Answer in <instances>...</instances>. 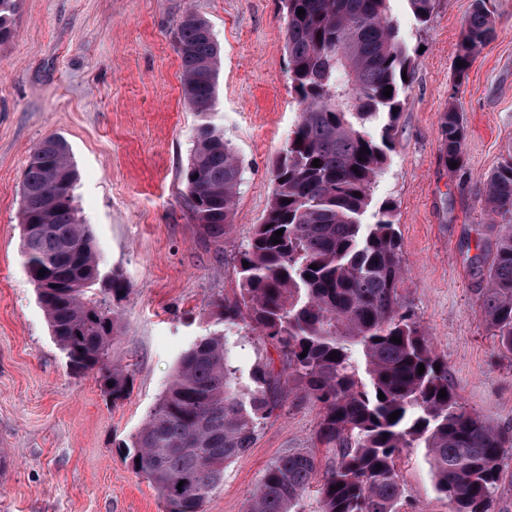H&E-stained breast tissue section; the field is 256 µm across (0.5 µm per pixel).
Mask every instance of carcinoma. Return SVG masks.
Segmentation results:
<instances>
[{"instance_id":"obj_1","label":"carcinoma","mask_w":512,"mask_h":512,"mask_svg":"<svg viewBox=\"0 0 512 512\" xmlns=\"http://www.w3.org/2000/svg\"><path fill=\"white\" fill-rule=\"evenodd\" d=\"M388 2L281 0L300 117L274 166L269 209L238 253L239 295L214 302L222 328L181 354L168 388L128 445L133 472L157 491L166 512H205L224 468L280 408L283 373L274 360L262 359L246 373L236 364L240 338L252 335L274 345L283 370L320 406L316 442L331 464L321 474L305 448L280 455L264 469L246 512H303L312 490L320 512H398L397 460L415 444L426 448L435 490L451 512H490L512 433L464 406L448 382L447 363L402 299L392 207L364 221L392 149L393 111H401L408 87L402 73L416 63ZM17 9L18 0H0V42L12 37ZM495 36L493 0H473L456 55L464 63L454 68L457 82ZM176 50L182 94L200 117L185 188L195 222L220 239L234 223L242 169L215 120L221 58L207 21L187 12ZM381 115L386 121L370 130ZM440 136L444 164L461 162L466 128L453 105ZM315 159L320 166H312ZM76 177L63 139L50 136L34 146L23 180L22 253L70 370L99 374L118 400L126 376L109 363L118 329L111 301L122 300L129 286L115 274L101 277L92 234L74 204ZM484 202L489 214L512 217L511 152L487 177ZM487 274L480 313L499 348L512 355L511 223L498 225ZM394 336L401 343L391 342Z\"/></svg>"}]
</instances>
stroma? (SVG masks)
Listing matches in <instances>:
<instances>
[{
  "label": "stroma",
  "mask_w": 512,
  "mask_h": 512,
  "mask_svg": "<svg viewBox=\"0 0 512 512\" xmlns=\"http://www.w3.org/2000/svg\"><path fill=\"white\" fill-rule=\"evenodd\" d=\"M473 0H433L419 22L407 0L389 15L418 59L403 94L387 164L372 191L389 203L406 270L402 294L448 364L465 406L512 430V357L480 314L486 269L477 246L496 231L484 208L488 175L512 144V0H495L497 36L463 82L453 62ZM206 20L222 62L216 120L243 182L220 240L196 224L182 181L198 118L181 92L176 31L186 11ZM280 0H20L0 43V512H164L131 469L124 445L170 383L187 348L216 329L213 300L238 294L236 256L269 208L272 165L299 119ZM457 106L466 126L459 170L440 155V124ZM69 147L75 205L100 257L121 276L111 364L128 382L112 400L96 375H73L22 257L27 160L47 136ZM322 413L294 386L251 448L224 471L206 512H245L264 468L291 448L329 460ZM399 512H449L425 451L398 461Z\"/></svg>",
  "instance_id": "1"
}]
</instances>
